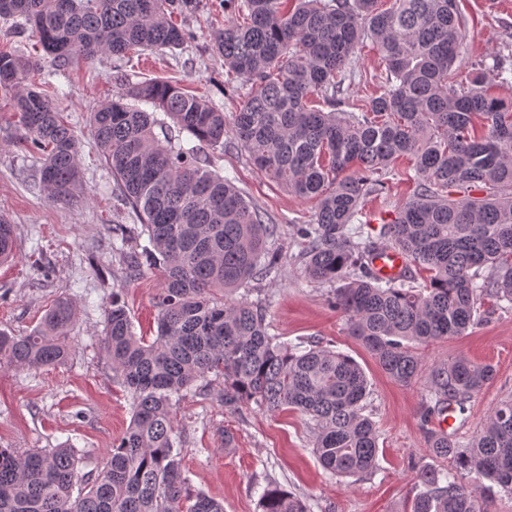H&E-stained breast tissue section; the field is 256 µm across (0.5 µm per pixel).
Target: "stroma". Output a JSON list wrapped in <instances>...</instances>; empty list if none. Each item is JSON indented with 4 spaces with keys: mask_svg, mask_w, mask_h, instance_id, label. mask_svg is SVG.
Listing matches in <instances>:
<instances>
[{
    "mask_svg": "<svg viewBox=\"0 0 512 512\" xmlns=\"http://www.w3.org/2000/svg\"><path fill=\"white\" fill-rule=\"evenodd\" d=\"M467 40L460 74L474 65L501 57L512 62V0H460ZM176 23L197 36L174 51L132 55L121 72L131 81L176 82L190 94L211 100L225 114L235 112L238 98L224 92L229 78L224 59L210 47L212 31L223 27L220 0H198L195 10L176 16ZM0 50L35 60L32 83L65 109L80 141L81 193L74 200H53L39 184L42 159L25 141L13 114L10 95L0 93V215L14 226L12 263L0 266V330L21 335L33 330L50 304L59 298L76 304L79 315L69 330L71 353L58 366L38 370H0V446L25 451L72 443L85 456L86 471L100 468L131 419V399L116 381L101 353L103 311L113 290H121L137 334L154 337L158 310L155 294L159 271L126 279L124 266L111 248L112 228L133 225L111 170L101 158L87 118L118 91L113 60L100 56L56 73L29 29L0 19ZM345 81V110L357 112L386 89L384 68L372 46H365ZM213 171L232 177L245 200L279 225L274 241L284 263L277 273L253 281L251 289L228 293V301L262 299L270 335L288 342L315 338L357 360L370 382L369 409L380 430L374 474L358 482L332 476L312 452L311 436L293 412L277 415L243 407L225 412L223 382H198L173 403L183 466L191 487L219 500L224 512H260L258 499L271 482L305 498L311 512H407L418 493V469L433 465L422 427L427 383L405 385L391 379L376 360L346 333L344 314L328 301L330 288L308 282L301 271V246L294 232L307 223L311 201L300 199L259 172L232 137L210 151ZM406 161L387 175L383 193L363 203L366 233L378 237L383 221L394 219L415 184ZM45 256L48 273L33 262ZM426 362L463 355L492 365L495 377L466 405L459 433L474 434L490 409L512 395V312L496 314L467 335L420 347ZM235 444L225 448V433Z\"/></svg>",
    "mask_w": 512,
    "mask_h": 512,
    "instance_id": "35a3bbf8",
    "label": "stroma"
}]
</instances>
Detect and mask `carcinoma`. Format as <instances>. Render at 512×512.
<instances>
[{
	"mask_svg": "<svg viewBox=\"0 0 512 512\" xmlns=\"http://www.w3.org/2000/svg\"><path fill=\"white\" fill-rule=\"evenodd\" d=\"M224 28L212 50L251 85L232 126L212 102L164 80L126 82L90 113L89 128L141 228L118 224L112 252L126 275L162 273L155 297L158 332L136 335L118 292L105 309L103 356L132 395L131 420L106 462L84 473L68 445L18 452L0 448V512H224L189 486L175 446L173 399L212 373L223 378L230 413L255 404L298 412L312 448L336 477L373 473L378 430L367 414L370 384L350 356L322 345L269 335L263 302L228 303L235 290L279 270L271 246L278 227L209 169L201 152L232 135L256 167L302 199L312 219L295 227L302 273L333 284L329 302L348 335L392 379L427 380L423 420L466 403L493 377L465 357L426 365L416 345L465 335L512 304V102L491 95L486 69L458 80L467 37L459 0H221ZM195 0H0V18H21L51 64L65 71L100 54L116 65L134 50L181 49L194 35L173 21ZM385 67L389 89L359 112H344L341 86L365 40ZM34 62L0 51V91L44 163L40 182L55 199L80 188V145L65 113L29 84ZM149 105L196 144L154 132ZM486 122L478 132L473 118ZM408 161L416 188L379 237L354 226L382 176ZM147 235L141 251L125 247ZM400 250L418 273L383 279L371 266L382 249ZM14 225L0 217V264L11 261ZM77 317L53 303L24 336L0 331V368L40 369L65 362ZM433 458L454 467L417 473L411 512H484L482 494L512 495V396L461 441L426 430ZM260 512H310L298 495L267 485Z\"/></svg>",
	"mask_w": 512,
	"mask_h": 512,
	"instance_id": "cac0c4a2",
	"label": "carcinoma"
}]
</instances>
